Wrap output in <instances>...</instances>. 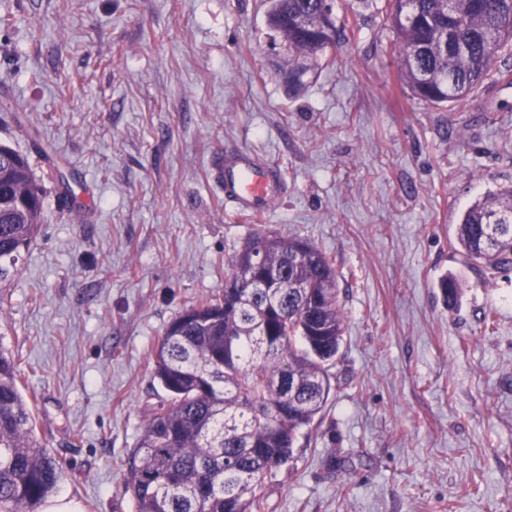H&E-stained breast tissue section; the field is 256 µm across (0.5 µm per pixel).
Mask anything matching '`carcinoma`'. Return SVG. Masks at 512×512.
<instances>
[{
	"label": "carcinoma",
	"mask_w": 512,
	"mask_h": 512,
	"mask_svg": "<svg viewBox=\"0 0 512 512\" xmlns=\"http://www.w3.org/2000/svg\"><path fill=\"white\" fill-rule=\"evenodd\" d=\"M321 0H269L266 24L289 55L288 79L357 36L327 29ZM384 0L402 79L432 104L463 105L504 53L512 56V0ZM45 191L27 159L0 145V283L20 273L40 234ZM456 243L487 279L512 271V185L476 200L456 224ZM255 261L275 269L262 288ZM345 316L335 262L314 243L256 230L232 260L222 293L179 312L154 350L167 397L127 462L134 512H263L258 492L288 466L304 429L323 410ZM21 371L0 344V512H34L62 478L37 434Z\"/></svg>",
	"instance_id": "carcinoma-1"
}]
</instances>
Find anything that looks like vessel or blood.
I'll use <instances>...</instances> for the list:
<instances>
[{
  "mask_svg": "<svg viewBox=\"0 0 512 512\" xmlns=\"http://www.w3.org/2000/svg\"><path fill=\"white\" fill-rule=\"evenodd\" d=\"M211 169L225 200L242 215L263 216L282 195L281 172L249 152H225L212 160Z\"/></svg>",
  "mask_w": 512,
  "mask_h": 512,
  "instance_id": "b4317fda",
  "label": "vessel or blood"
}]
</instances>
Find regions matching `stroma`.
Listing matches in <instances>:
<instances>
[{
  "mask_svg": "<svg viewBox=\"0 0 512 512\" xmlns=\"http://www.w3.org/2000/svg\"><path fill=\"white\" fill-rule=\"evenodd\" d=\"M267 8L0 0V144L46 190L42 233L0 287V343L59 491L130 512L125 463L166 396L152 348L261 228L334 257L346 322L327 405L262 487L265 512H512V272L486 280L454 236L512 184V80L489 74L463 109L421 102L382 14L336 0L359 36L294 94ZM237 149L284 176L257 222L211 175ZM335 450L348 470H328Z\"/></svg>",
  "mask_w": 512,
  "mask_h": 512,
  "instance_id": "obj_1",
  "label": "stroma"
}]
</instances>
